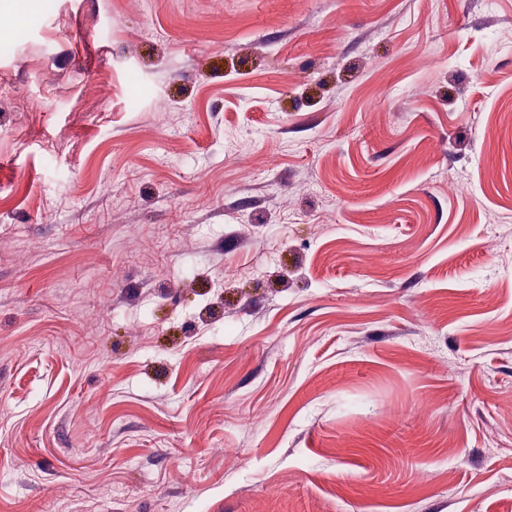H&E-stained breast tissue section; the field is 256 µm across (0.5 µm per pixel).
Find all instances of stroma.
<instances>
[{
	"instance_id": "stroma-1",
	"label": "stroma",
	"mask_w": 512,
	"mask_h": 512,
	"mask_svg": "<svg viewBox=\"0 0 512 512\" xmlns=\"http://www.w3.org/2000/svg\"><path fill=\"white\" fill-rule=\"evenodd\" d=\"M0 512H512V0L0 10Z\"/></svg>"
}]
</instances>
